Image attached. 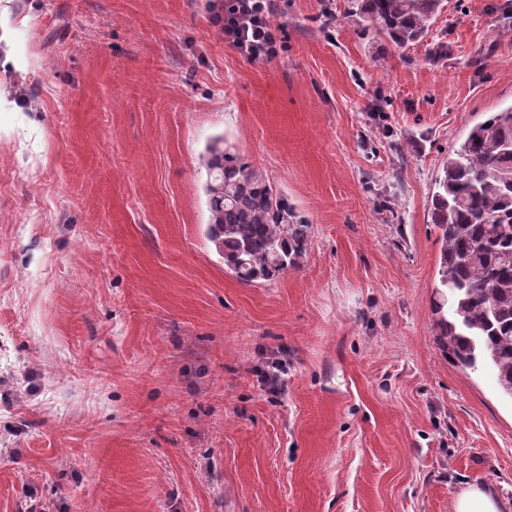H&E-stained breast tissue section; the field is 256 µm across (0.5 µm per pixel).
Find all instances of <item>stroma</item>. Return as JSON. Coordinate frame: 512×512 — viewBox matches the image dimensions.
I'll list each match as a JSON object with an SVG mask.
<instances>
[{
  "mask_svg": "<svg viewBox=\"0 0 512 512\" xmlns=\"http://www.w3.org/2000/svg\"><path fill=\"white\" fill-rule=\"evenodd\" d=\"M344 9L278 0L250 61L208 0H0V512H512V399L438 342L430 211L512 106V0L405 48ZM218 135L310 221L277 282L206 238ZM454 512H501L496 495L488 488L471 486L455 500Z\"/></svg>",
  "mask_w": 512,
  "mask_h": 512,
  "instance_id": "35a3bbf8",
  "label": "stroma"
}]
</instances>
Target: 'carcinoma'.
I'll return each instance as SVG.
<instances>
[{"instance_id": "cac0c4a2", "label": "carcinoma", "mask_w": 512, "mask_h": 512, "mask_svg": "<svg viewBox=\"0 0 512 512\" xmlns=\"http://www.w3.org/2000/svg\"><path fill=\"white\" fill-rule=\"evenodd\" d=\"M346 18L403 47L420 42L445 0H346ZM208 240L244 284L300 266L310 223L224 138L206 148ZM431 196L440 243L435 311L453 363L494 371L512 397V107L475 124Z\"/></svg>"}]
</instances>
